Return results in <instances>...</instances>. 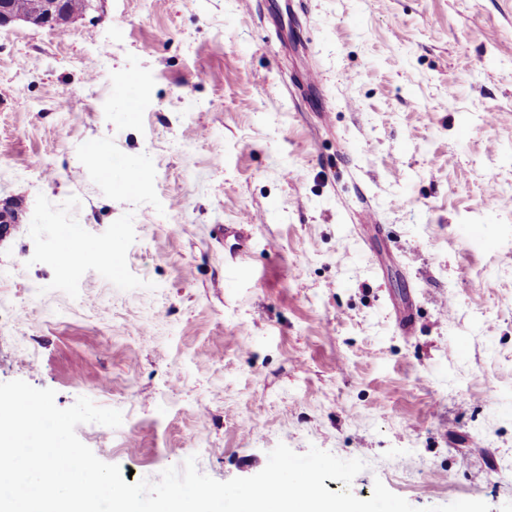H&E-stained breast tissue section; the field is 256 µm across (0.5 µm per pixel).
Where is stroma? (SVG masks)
I'll return each mask as SVG.
<instances>
[{
  "instance_id": "1",
  "label": "stroma",
  "mask_w": 512,
  "mask_h": 512,
  "mask_svg": "<svg viewBox=\"0 0 512 512\" xmlns=\"http://www.w3.org/2000/svg\"><path fill=\"white\" fill-rule=\"evenodd\" d=\"M98 145L151 181H105ZM1 210L0 382L120 410L76 434L133 481L192 455L250 477L283 443L364 460L363 500L512 512V0H94L1 28ZM65 225L119 243L123 279L62 262Z\"/></svg>"
}]
</instances>
